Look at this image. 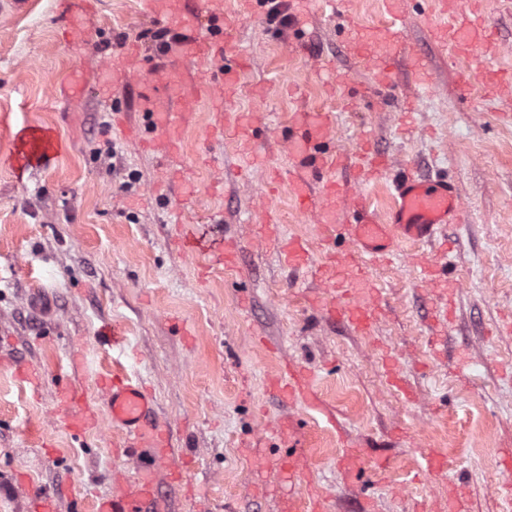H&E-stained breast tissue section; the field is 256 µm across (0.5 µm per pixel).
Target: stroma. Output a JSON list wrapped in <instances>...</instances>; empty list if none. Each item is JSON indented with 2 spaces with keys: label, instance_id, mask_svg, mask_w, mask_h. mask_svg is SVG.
Wrapping results in <instances>:
<instances>
[{
  "label": "stroma",
  "instance_id": "stroma-1",
  "mask_svg": "<svg viewBox=\"0 0 512 512\" xmlns=\"http://www.w3.org/2000/svg\"><path fill=\"white\" fill-rule=\"evenodd\" d=\"M223 2L224 37L247 65L230 94L199 100L182 138L194 193L181 197L151 195L160 159L104 109L114 98L136 119L145 89L136 78L113 87L106 59L133 39L144 63L159 57L138 0H97L73 21L59 0H0V512H27L40 491L70 512L132 483L140 461L116 454L111 427L77 438L55 422L58 382L103 413L98 380L113 372L148 388L189 462L180 485L168 466L156 471L170 512H278L311 485L325 512H448L452 497L462 512H512V91L485 81L512 76V6L482 2L504 53L458 56L433 37L439 0H403L405 37L436 88L416 94L401 68L384 108L347 30L381 23L379 0H286L289 14H310L304 40L332 85L290 52L294 26L269 22L254 0ZM256 108L269 121L246 149L233 115ZM302 108L332 113L338 153L357 159L369 140L423 177L448 175L464 206L440 230L447 248L401 240L393 264L368 272L380 315L367 335L324 318L311 303L324 283L288 270L258 232L255 174L267 170L279 177L280 234L325 261L324 231L292 198L276 137ZM217 110L224 133L205 136ZM228 237L232 268L220 258ZM425 259L447 260L450 297L419 282ZM7 361L38 369L41 387ZM288 364L312 373L324 409L270 391ZM288 416L303 426L300 447L242 448ZM342 436L365 462L360 477L336 464ZM433 453L444 462L434 473ZM286 459L296 480L276 469ZM259 479L275 492L255 495Z\"/></svg>",
  "mask_w": 512,
  "mask_h": 512
}]
</instances>
